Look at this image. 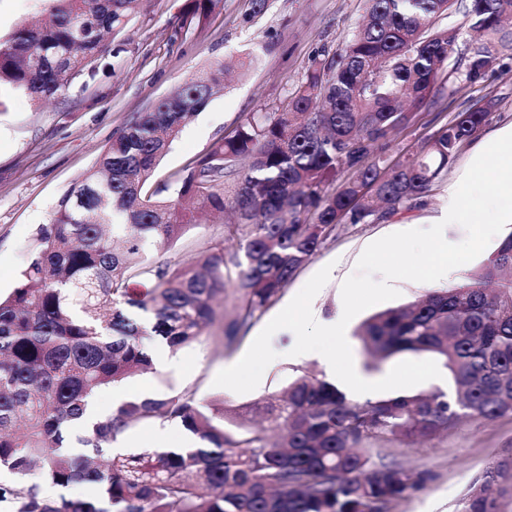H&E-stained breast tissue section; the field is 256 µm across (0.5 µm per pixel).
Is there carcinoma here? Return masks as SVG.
<instances>
[{"instance_id": "cac0c4a2", "label": "carcinoma", "mask_w": 512, "mask_h": 512, "mask_svg": "<svg viewBox=\"0 0 512 512\" xmlns=\"http://www.w3.org/2000/svg\"><path fill=\"white\" fill-rule=\"evenodd\" d=\"M142 0H49L44 20L0 39V88L49 100L94 78ZM460 14L465 24L443 26ZM512 0H366L356 32L316 60L280 112L253 115L170 185L148 189L186 120L220 89L202 70L139 113L59 200L36 233L38 252L0 297V512H391L425 476L373 456L375 446L433 439L461 418L512 415V233L469 279L429 288L379 312L357 336L377 370L406 354L431 357L449 389L404 391L363 402L301 375L239 412L194 389L137 395L70 444L97 391L152 369L143 341L172 351L219 318L230 352L257 314L340 224H375L425 204L499 102L487 94L454 113L417 150L391 162L383 146L413 134L419 111L483 84L512 52ZM114 54L120 49L110 51ZM230 211L222 241L195 264L150 263V239L175 240ZM177 423L181 448L111 451L136 424ZM88 486L91 496L51 499L32 478ZM512 469L488 468L460 512H499L494 491Z\"/></svg>"}]
</instances>
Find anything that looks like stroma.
Returning a JSON list of instances; mask_svg holds the SVG:
<instances>
[{
  "label": "stroma",
  "instance_id": "35a3bbf8",
  "mask_svg": "<svg viewBox=\"0 0 512 512\" xmlns=\"http://www.w3.org/2000/svg\"><path fill=\"white\" fill-rule=\"evenodd\" d=\"M187 2L146 0L127 29L108 39L109 47L121 44L124 52L102 58L96 78L76 79L65 95L38 102L21 90L0 92V295H9L17 286L22 268L35 252L36 230L50 222L60 197L137 113L171 95L200 69L231 58H254L248 69L231 74L223 90L187 121L156 170V182H166L190 162L206 157L247 117L281 111L312 61L332 55L365 13V0H267L258 14L251 0H221L206 18L186 25L182 14ZM485 92L499 99L486 132L512 130V57L496 61L482 88L443 98L435 109L451 117L470 97ZM447 202L448 188L443 185L422 209L378 224L338 227L255 319L235 350L224 352L220 328L211 326L200 342L169 353L167 365H155L152 372L99 390L101 414H111L120 400L138 394L164 397L185 388L235 407L282 390L300 375H327L325 360L310 356L298 362L274 360L259 386L245 394L213 384L216 374L243 357L269 321L321 268L331 266L332 272L312 306L330 317L342 304V283L354 273L371 242L393 232L428 227ZM220 230L217 223L191 226L172 245L149 241L145 254L156 262L187 264ZM379 452L386 460L428 475L419 491L393 504L392 512H458L477 476L498 464L512 465V416L467 420L435 439L387 444Z\"/></svg>",
  "mask_w": 512,
  "mask_h": 512
}]
</instances>
